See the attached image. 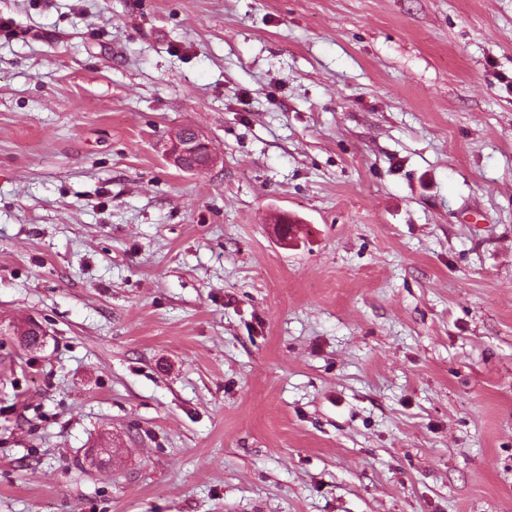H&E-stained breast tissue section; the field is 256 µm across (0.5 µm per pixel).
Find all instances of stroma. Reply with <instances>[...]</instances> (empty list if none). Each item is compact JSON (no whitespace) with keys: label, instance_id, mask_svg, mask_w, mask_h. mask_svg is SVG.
I'll return each instance as SVG.
<instances>
[{"label":"stroma","instance_id":"stroma-1","mask_svg":"<svg viewBox=\"0 0 512 512\" xmlns=\"http://www.w3.org/2000/svg\"><path fill=\"white\" fill-rule=\"evenodd\" d=\"M0 512H512V0H0ZM196 153L203 154L208 160V164L204 168L193 166L192 169H189L188 162L191 156ZM166 155L172 165L186 172L210 168L217 163V157L210 148L207 139L199 131L189 128H182L176 133L167 145Z\"/></svg>","mask_w":512,"mask_h":512}]
</instances>
